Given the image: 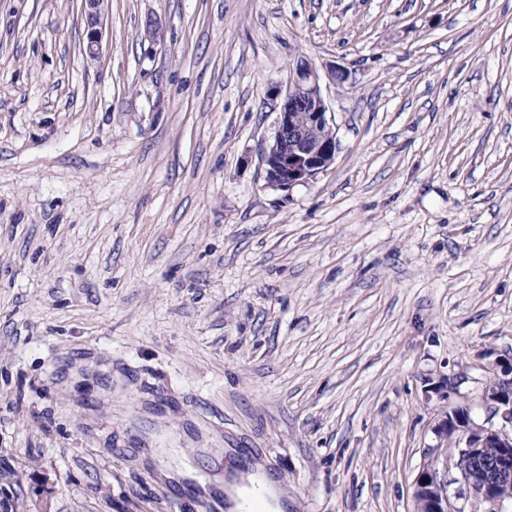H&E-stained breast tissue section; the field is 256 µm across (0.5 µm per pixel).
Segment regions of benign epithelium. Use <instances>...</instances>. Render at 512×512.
Wrapping results in <instances>:
<instances>
[{
  "label": "benign epithelium",
  "mask_w": 512,
  "mask_h": 512,
  "mask_svg": "<svg viewBox=\"0 0 512 512\" xmlns=\"http://www.w3.org/2000/svg\"><path fill=\"white\" fill-rule=\"evenodd\" d=\"M80 2L85 25L83 53L96 59L102 52L107 0ZM274 95L282 97L283 103L274 136L262 148L261 163L267 187L288 193L325 172L334 162L339 142L332 118L328 117L321 75L312 62L297 60L286 88H274ZM478 397L482 406L512 426V365L503 366L501 374L483 382ZM450 431L465 434L459 455L471 461L470 471L462 476L469 494L487 504V512H503L505 498L498 495V490L512 483V435L475 424L470 414L460 412L457 406L435 428L436 436L443 441L448 440ZM485 448L497 449L493 459L480 460ZM416 498L425 500V512H459L448 497L447 483L433 470L419 475Z\"/></svg>",
  "instance_id": "1"
}]
</instances>
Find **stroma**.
Instances as JSON below:
<instances>
[{"instance_id":"obj_1","label":"stroma","mask_w":512,"mask_h":512,"mask_svg":"<svg viewBox=\"0 0 512 512\" xmlns=\"http://www.w3.org/2000/svg\"><path fill=\"white\" fill-rule=\"evenodd\" d=\"M79 5L0 0L9 512H210L186 487L239 448L288 512H417L426 468L486 512L434 429L501 425L512 0H109L95 60ZM302 57L339 149L285 193L259 156ZM501 375L482 383L478 397L482 406L512 428V361L510 366H501ZM510 377L508 378V376Z\"/></svg>"}]
</instances>
